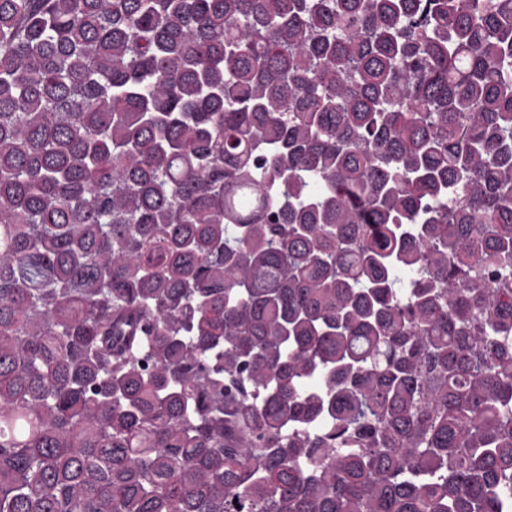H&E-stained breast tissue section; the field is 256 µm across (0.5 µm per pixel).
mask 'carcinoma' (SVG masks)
Here are the masks:
<instances>
[{"instance_id":"cac0c4a2","label":"carcinoma","mask_w":512,"mask_h":512,"mask_svg":"<svg viewBox=\"0 0 512 512\" xmlns=\"http://www.w3.org/2000/svg\"><path fill=\"white\" fill-rule=\"evenodd\" d=\"M0 512H512V0H0Z\"/></svg>"}]
</instances>
